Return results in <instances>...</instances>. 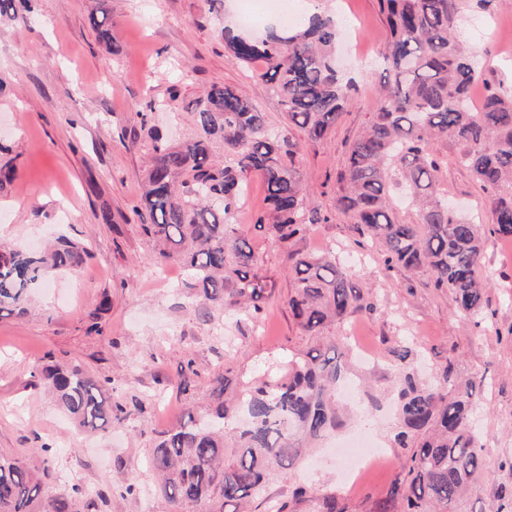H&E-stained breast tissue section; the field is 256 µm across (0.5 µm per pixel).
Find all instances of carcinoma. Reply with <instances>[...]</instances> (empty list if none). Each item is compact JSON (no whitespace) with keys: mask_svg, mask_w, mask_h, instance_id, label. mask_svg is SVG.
I'll return each mask as SVG.
<instances>
[{"mask_svg":"<svg viewBox=\"0 0 512 512\" xmlns=\"http://www.w3.org/2000/svg\"><path fill=\"white\" fill-rule=\"evenodd\" d=\"M390 38L375 111L350 145L337 175L336 203L359 232L383 248L388 269L429 272L454 296L464 317L478 315L488 283L482 275L486 234L512 239V93L495 90L473 110L470 91L480 78L455 29L459 0H380ZM226 47L246 65L262 63L259 77L280 98L289 123L311 143L324 141L356 91L337 68L335 23L315 15L302 31L270 29L247 38L224 31ZM194 134L180 144L153 141L140 206L144 234L159 266L188 270L185 287L201 304H220L231 314L260 313L268 283L237 228L246 178L262 176L266 207L255 229L283 248L292 292L288 306L316 343L288 358V368L267 371L235 397L231 379H216L214 405L163 433L152 466L163 495L176 512H242L261 497L278 470L303 453L304 439H319L340 425L336 344L322 340L329 326L375 304L350 282L329 251L303 246L309 226L323 221L309 208L296 165L298 146L272 128L241 90L211 85L195 101ZM460 146L458 162L486 192L489 227L448 205L439 189V164L431 150L439 140ZM224 145V160L215 144ZM415 207L417 221L399 219L393 196ZM84 251L63 242L40 253L0 246V313L23 315L30 291L48 271L83 261ZM80 428L98 429L112 418L101 383L58 364L38 372ZM473 384L461 386L445 366L433 386L400 373V423L392 447L400 449L403 479L376 512H456L484 469L483 448L470 423ZM234 423L232 430L226 424ZM84 490L73 485L50 499L41 480L16 458L0 455V512H77ZM296 503L314 500V512H347L336 494L305 487Z\"/></svg>","mask_w":512,"mask_h":512,"instance_id":"obj_1","label":"carcinoma"}]
</instances>
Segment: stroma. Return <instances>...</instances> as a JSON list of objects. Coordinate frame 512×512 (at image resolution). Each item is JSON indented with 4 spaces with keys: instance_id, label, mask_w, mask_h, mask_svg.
I'll return each instance as SVG.
<instances>
[{
    "instance_id": "obj_1",
    "label": "stroma",
    "mask_w": 512,
    "mask_h": 512,
    "mask_svg": "<svg viewBox=\"0 0 512 512\" xmlns=\"http://www.w3.org/2000/svg\"><path fill=\"white\" fill-rule=\"evenodd\" d=\"M304 0H31L0 16V153L14 159L16 177L0 193V244L36 250L65 236L83 247L82 263L52 271L31 292L23 316L0 313V454L44 472L43 494L80 484L94 512H172L149 468L160 432L204 410L218 376L239 385L273 363L310 348L288 307V263L274 238L255 230L265 189L248 177L238 211L240 232L272 291L253 318L222 307L195 306L186 274L152 259L153 246L134 213L142 171L159 132L179 143L193 130L190 105L212 84L243 89L269 124L299 146L296 157L312 225L306 245L335 250L353 285L376 305L333 329L349 349L342 357L361 377L365 398L341 414L337 440L369 428L391 457L388 466L351 483L327 445L278 473L266 499H287L294 485L334 489L349 512H374L402 476L395 404L397 345L411 346L405 363L424 382L452 364L459 382H474L472 421L484 446V476L465 498V512H512V241L488 237L482 273L486 302L475 319L458 316L447 289L429 273L386 269L378 245L336 207L335 177L374 110L389 28L379 0H316L336 21L340 62L357 86L354 101L324 142H308L288 122L279 98L224 48L225 28H237L234 7L257 12L267 27L281 16L304 23ZM107 11L115 50H108L90 14ZM459 39L473 49L481 72L471 90L480 107L488 89L512 88V36L473 32V21L512 20V0H461ZM452 141L434 145L440 188L463 211L492 221L486 194L456 162ZM110 220H103V213ZM77 367L100 381L123 412L104 431H85L62 413L37 381L49 361ZM134 493H126L128 484Z\"/></svg>"
}]
</instances>
